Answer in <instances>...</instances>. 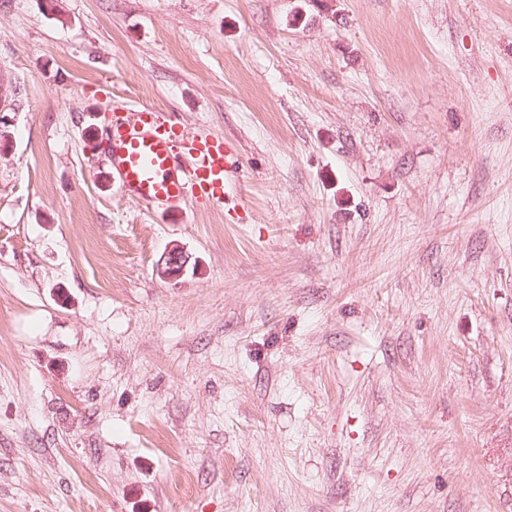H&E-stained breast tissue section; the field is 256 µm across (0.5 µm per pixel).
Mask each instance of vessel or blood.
I'll return each instance as SVG.
<instances>
[{"label":"vessel or blood","instance_id":"vessel-or-blood-1","mask_svg":"<svg viewBox=\"0 0 512 512\" xmlns=\"http://www.w3.org/2000/svg\"><path fill=\"white\" fill-rule=\"evenodd\" d=\"M111 152L119 182L139 200L165 209L196 200L227 208L238 201L229 144L193 134L152 106L113 113Z\"/></svg>","mask_w":512,"mask_h":512}]
</instances>
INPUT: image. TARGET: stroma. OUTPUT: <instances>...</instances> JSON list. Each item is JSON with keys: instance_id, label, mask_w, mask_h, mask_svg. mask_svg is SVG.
<instances>
[{"instance_id": "1", "label": "stroma", "mask_w": 512, "mask_h": 512, "mask_svg": "<svg viewBox=\"0 0 512 512\" xmlns=\"http://www.w3.org/2000/svg\"><path fill=\"white\" fill-rule=\"evenodd\" d=\"M0 75V512H512V0H0ZM139 104L239 206L125 196ZM189 262V255L179 246H173L164 256L159 273L165 278H179L187 272Z\"/></svg>"}]
</instances>
